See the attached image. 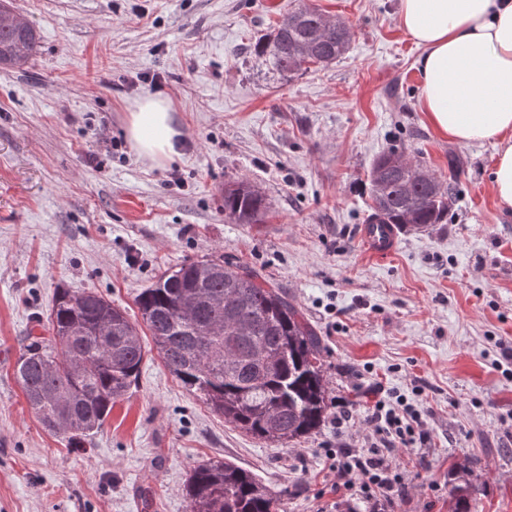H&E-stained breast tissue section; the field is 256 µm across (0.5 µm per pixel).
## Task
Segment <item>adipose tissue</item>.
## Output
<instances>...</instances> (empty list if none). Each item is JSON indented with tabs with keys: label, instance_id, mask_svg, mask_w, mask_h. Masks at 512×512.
<instances>
[{
	"label": "adipose tissue",
	"instance_id": "ef3b65f1",
	"mask_svg": "<svg viewBox=\"0 0 512 512\" xmlns=\"http://www.w3.org/2000/svg\"><path fill=\"white\" fill-rule=\"evenodd\" d=\"M397 25L422 49L429 121L450 140L496 145L492 192L512 206V0H399ZM126 133L142 157L169 160L179 131L167 98L139 99Z\"/></svg>",
	"mask_w": 512,
	"mask_h": 512
}]
</instances>
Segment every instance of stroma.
I'll use <instances>...</instances> for the list:
<instances>
[{
	"label": "stroma",
	"instance_id": "35a3bbf8",
	"mask_svg": "<svg viewBox=\"0 0 512 512\" xmlns=\"http://www.w3.org/2000/svg\"><path fill=\"white\" fill-rule=\"evenodd\" d=\"M302 0H10L40 40L0 67V512H190L198 463L249 470L278 512H369L324 494L322 450L369 449L375 385L419 410L428 441L398 448L409 476L395 512H448L449 490L484 486L478 512H512V206L490 190L496 148L438 134L421 105V50L399 0H315L353 31L325 67L281 76L250 45ZM164 94L182 130L174 159L141 157L131 105ZM440 179L456 156L448 220L403 230L378 259L359 242L368 171L390 147ZM246 179L264 223L224 214ZM269 278L324 337L330 407L286 444L247 435L165 368L148 330L140 374L98 432L71 446L45 431L13 377L57 289H92L139 321L160 271L217 255Z\"/></svg>",
	"mask_w": 512,
	"mask_h": 512
}]
</instances>
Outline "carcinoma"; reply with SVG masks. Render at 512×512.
Returning a JSON list of instances; mask_svg holds the SVG:
<instances>
[{
  "label": "carcinoma",
  "mask_w": 512,
  "mask_h": 512,
  "mask_svg": "<svg viewBox=\"0 0 512 512\" xmlns=\"http://www.w3.org/2000/svg\"><path fill=\"white\" fill-rule=\"evenodd\" d=\"M353 33L303 4L255 41L254 53L282 75L327 65ZM36 28L0 0V66L22 69ZM459 194L456 165L448 183L392 148L370 172L368 224L421 229L442 224ZM265 197L248 180L224 186V214L259 224ZM136 306L169 371L224 421L259 439L288 443L316 433L327 414L323 339L257 270L215 257L168 269ZM14 377L30 412L48 431L76 444L100 429L136 381L145 356L139 324L93 290L56 291L44 333L29 334ZM453 493L450 512H474L480 489ZM191 512H276L278 498L247 470L203 461L185 486Z\"/></svg>",
  "instance_id": "obj_1"
}]
</instances>
